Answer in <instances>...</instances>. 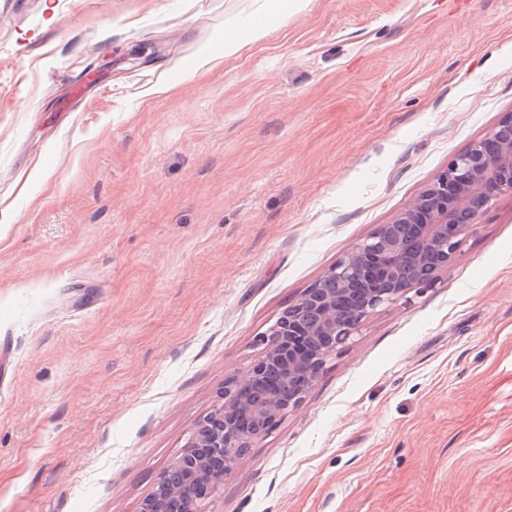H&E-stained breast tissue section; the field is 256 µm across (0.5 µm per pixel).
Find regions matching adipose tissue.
<instances>
[{"label": "adipose tissue", "mask_w": 512, "mask_h": 512, "mask_svg": "<svg viewBox=\"0 0 512 512\" xmlns=\"http://www.w3.org/2000/svg\"><path fill=\"white\" fill-rule=\"evenodd\" d=\"M304 0H254V8L224 29V50L216 53L202 49L190 70L198 75L218 65L225 57L236 54L245 42L262 38L282 18L301 9Z\"/></svg>", "instance_id": "obj_1"}]
</instances>
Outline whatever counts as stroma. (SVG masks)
Here are the masks:
<instances>
[{
	"instance_id": "35a3bbf8",
	"label": "stroma",
	"mask_w": 512,
	"mask_h": 512,
	"mask_svg": "<svg viewBox=\"0 0 512 512\" xmlns=\"http://www.w3.org/2000/svg\"><path fill=\"white\" fill-rule=\"evenodd\" d=\"M251 7L0 16V512H139L288 305L512 112V0H308L184 78ZM211 508L512 512L511 194Z\"/></svg>"
}]
</instances>
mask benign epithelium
I'll return each instance as SVG.
<instances>
[{"mask_svg": "<svg viewBox=\"0 0 512 512\" xmlns=\"http://www.w3.org/2000/svg\"><path fill=\"white\" fill-rule=\"evenodd\" d=\"M505 192L512 194L511 112L455 156L394 221L378 225L288 306L263 337L248 374L224 390L139 512H164V500L186 496L181 479L190 473L205 489L188 512H208L224 472L303 401L327 359L350 341L361 321L448 271L464 232Z\"/></svg>", "mask_w": 512, "mask_h": 512, "instance_id": "1", "label": "benign epithelium"}]
</instances>
